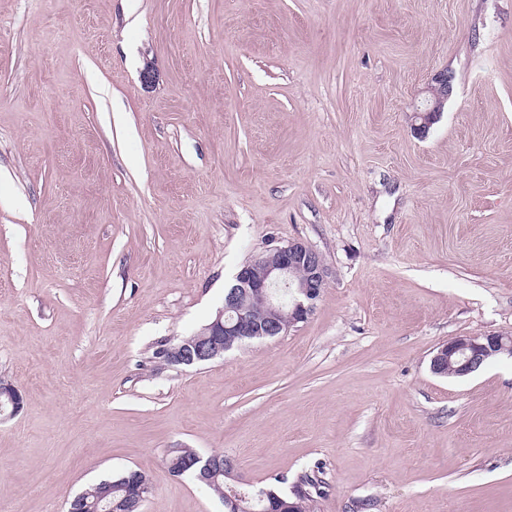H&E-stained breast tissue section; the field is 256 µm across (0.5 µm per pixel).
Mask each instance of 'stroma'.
I'll return each instance as SVG.
<instances>
[{"label": "stroma", "instance_id": "1", "mask_svg": "<svg viewBox=\"0 0 512 512\" xmlns=\"http://www.w3.org/2000/svg\"><path fill=\"white\" fill-rule=\"evenodd\" d=\"M453 93L426 138L432 77ZM300 240L327 286L197 366L245 263ZM512 0H0V512L128 470L142 512H224L171 452L308 512H512ZM506 352L512 356V338L508 335L457 336L438 348L431 360L432 371L465 377Z\"/></svg>", "mask_w": 512, "mask_h": 512}]
</instances>
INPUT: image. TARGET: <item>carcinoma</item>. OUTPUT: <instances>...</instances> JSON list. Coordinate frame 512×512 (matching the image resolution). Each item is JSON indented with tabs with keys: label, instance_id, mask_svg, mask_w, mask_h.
Listing matches in <instances>:
<instances>
[{
	"label": "carcinoma",
	"instance_id": "cac0c4a2",
	"mask_svg": "<svg viewBox=\"0 0 512 512\" xmlns=\"http://www.w3.org/2000/svg\"><path fill=\"white\" fill-rule=\"evenodd\" d=\"M194 450L191 448H181L177 450L169 459L168 467L170 472L176 473L186 467L191 460ZM128 473L124 472L116 477H109L97 484L89 487L82 492L81 499L84 501L85 512H105L107 503L118 506V509L125 510L134 508V512H140V508L135 506L137 492L134 491L132 484L124 477ZM301 483L304 491H295L288 495L276 489L270 490L267 499L261 501L256 497L249 484L241 481H234L223 473L212 475L205 485L224 503V512H236L232 500L240 503V508L247 509L249 512H276L281 509L283 512H307L306 505L310 500V490L319 487L318 480L309 475L301 477Z\"/></svg>",
	"mask_w": 512,
	"mask_h": 512
}]
</instances>
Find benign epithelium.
Listing matches in <instances>:
<instances>
[{
    "label": "benign epithelium",
    "instance_id": "1",
    "mask_svg": "<svg viewBox=\"0 0 512 512\" xmlns=\"http://www.w3.org/2000/svg\"><path fill=\"white\" fill-rule=\"evenodd\" d=\"M452 81L453 77L444 71L433 77L425 103L417 112L414 133L425 135L438 120L452 94ZM326 278L319 253L300 240L258 256L237 271L212 322L166 348L165 356L172 364L193 366L224 357V352L245 338L280 336L314 312ZM278 288L288 289V300L281 299ZM506 352L512 355V337L508 335L457 336L438 348L432 358V371L465 377ZM5 401L15 414L23 398L12 385L0 380V406ZM190 467L204 481L221 470L222 461L216 455L197 454Z\"/></svg>",
    "mask_w": 512,
    "mask_h": 512
}]
</instances>
